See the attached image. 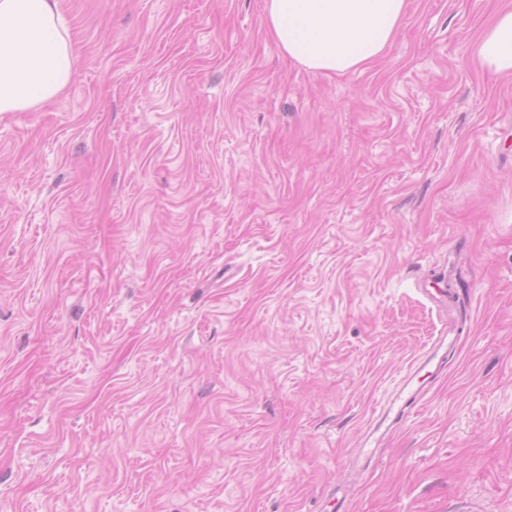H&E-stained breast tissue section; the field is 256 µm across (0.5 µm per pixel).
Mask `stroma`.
Returning <instances> with one entry per match:
<instances>
[{"label": "stroma", "instance_id": "stroma-1", "mask_svg": "<svg viewBox=\"0 0 512 512\" xmlns=\"http://www.w3.org/2000/svg\"><path fill=\"white\" fill-rule=\"evenodd\" d=\"M509 3L335 75L265 0H60L68 88L0 113V512H512ZM475 54L483 66L497 73L512 72V9L502 10L491 28L476 45Z\"/></svg>", "mask_w": 512, "mask_h": 512}]
</instances>
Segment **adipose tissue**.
I'll list each match as a JSON object with an SVG mask.
<instances>
[{
    "label": "adipose tissue",
    "instance_id": "obj_1",
    "mask_svg": "<svg viewBox=\"0 0 512 512\" xmlns=\"http://www.w3.org/2000/svg\"><path fill=\"white\" fill-rule=\"evenodd\" d=\"M405 9L406 0H266V21L289 59L346 75L387 51ZM475 54L495 72H512V9L498 14ZM74 62L59 0H0V113L30 112L55 100Z\"/></svg>",
    "mask_w": 512,
    "mask_h": 512
}]
</instances>
